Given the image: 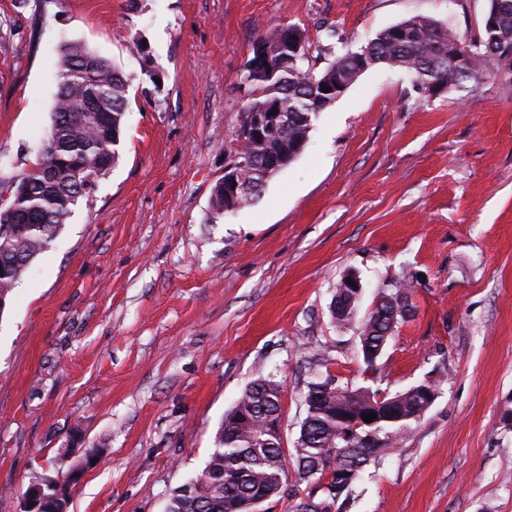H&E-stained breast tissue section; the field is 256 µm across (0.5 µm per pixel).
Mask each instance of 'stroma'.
I'll return each mask as SVG.
<instances>
[{
  "label": "stroma",
  "mask_w": 512,
  "mask_h": 512,
  "mask_svg": "<svg viewBox=\"0 0 512 512\" xmlns=\"http://www.w3.org/2000/svg\"><path fill=\"white\" fill-rule=\"evenodd\" d=\"M488 5L0 0L1 178L29 170L51 128L65 43L130 79L117 162L0 312V512L75 445L102 454L70 512H165L272 372L288 449L319 375L435 385L345 512H512V73L429 98L404 69H369L259 196L211 208L259 36L298 26L320 71L413 16L479 39ZM348 275L362 290L341 329L330 306ZM400 282L411 311L366 368L360 322Z\"/></svg>",
  "instance_id": "obj_1"
}]
</instances>
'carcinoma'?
Instances as JSON below:
<instances>
[{"label":"carcinoma","instance_id":"carcinoma-1","mask_svg":"<svg viewBox=\"0 0 512 512\" xmlns=\"http://www.w3.org/2000/svg\"><path fill=\"white\" fill-rule=\"evenodd\" d=\"M486 16L495 17V28H483V36L468 41L448 32L439 22L414 16L399 25L414 35L403 48L391 44L389 30L373 44L375 59L410 73L414 85L424 89L439 68L437 57L453 37L471 52L475 68L465 80L477 79L493 65L512 72V57L489 62L485 45L496 35L512 37V0H489ZM250 100L238 110L235 137H241L251 113L273 103L295 113L283 128L268 134L266 145L248 146L240 175L262 187L274 175L267 170L265 153H278L309 136L311 121L326 107L319 85L304 71L281 70L276 57L271 66L249 72ZM129 77L105 57L80 43L63 46L59 84L51 130L31 168L10 180H0V298L8 301L13 288L34 259L56 239L61 225L78 201L77 194L92 190L119 157L124 114L129 104ZM248 202L246 197L224 194L218 183L211 193L217 212ZM332 315L336 326L355 319L357 301L345 280L336 284ZM410 311L407 292L384 294L362 324L360 353L367 367L383 349L398 323ZM329 380L312 381L304 397L305 417L300 424L293 458L298 476L312 482L308 502L301 512H340L337 503L364 469L379 462L396 442L408 434L429 409L413 388L395 394L365 387H327ZM282 382L269 375L251 383L224 417L217 446L204 468L170 498L167 512H248L257 499H273L284 493L288 478V452L267 431L270 419L281 418ZM377 406V418L358 427L352 417Z\"/></svg>","mask_w":512,"mask_h":512}]
</instances>
